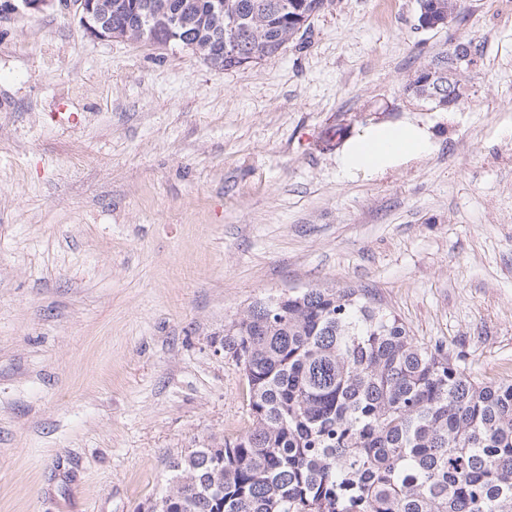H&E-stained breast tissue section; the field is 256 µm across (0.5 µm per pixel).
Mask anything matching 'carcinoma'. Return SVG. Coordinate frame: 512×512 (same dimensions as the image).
<instances>
[{
  "instance_id": "obj_1",
  "label": "carcinoma",
  "mask_w": 512,
  "mask_h": 512,
  "mask_svg": "<svg viewBox=\"0 0 512 512\" xmlns=\"http://www.w3.org/2000/svg\"><path fill=\"white\" fill-rule=\"evenodd\" d=\"M241 55L288 47L334 0H231ZM449 22L461 0H418ZM112 35L145 25L212 65L227 56L213 0H103ZM224 352L249 388L251 427L170 462L148 512H512V383H484L424 346L359 288H309L254 302Z\"/></svg>"
}]
</instances>
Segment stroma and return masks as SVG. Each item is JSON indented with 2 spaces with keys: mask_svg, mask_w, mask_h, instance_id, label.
I'll list each match as a JSON object with an SVG mask.
<instances>
[{
  "mask_svg": "<svg viewBox=\"0 0 512 512\" xmlns=\"http://www.w3.org/2000/svg\"><path fill=\"white\" fill-rule=\"evenodd\" d=\"M336 0L303 44L224 70L0 22V512H146L170 461L251 425L221 343L256 300L363 288L421 344L512 383V0ZM450 111L404 92L462 39ZM432 150L342 177L337 128ZM419 2V13L418 18L421 16L422 10L425 14H429L433 11V4L436 2L439 8L433 12V19L445 20L447 24L453 20L459 19L462 14L461 0H418ZM446 7L447 14H444L442 8Z\"/></svg>",
  "mask_w": 512,
  "mask_h": 512,
  "instance_id": "obj_1",
  "label": "stroma"
}]
</instances>
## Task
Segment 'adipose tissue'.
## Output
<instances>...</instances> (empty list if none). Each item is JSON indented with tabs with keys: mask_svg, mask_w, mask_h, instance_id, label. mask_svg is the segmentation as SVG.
<instances>
[{
	"mask_svg": "<svg viewBox=\"0 0 512 512\" xmlns=\"http://www.w3.org/2000/svg\"><path fill=\"white\" fill-rule=\"evenodd\" d=\"M433 147L427 127L412 123L377 124L352 139L338 158L342 175H374Z\"/></svg>",
	"mask_w": 512,
	"mask_h": 512,
	"instance_id": "ef3b65f1",
	"label": "adipose tissue"
}]
</instances>
